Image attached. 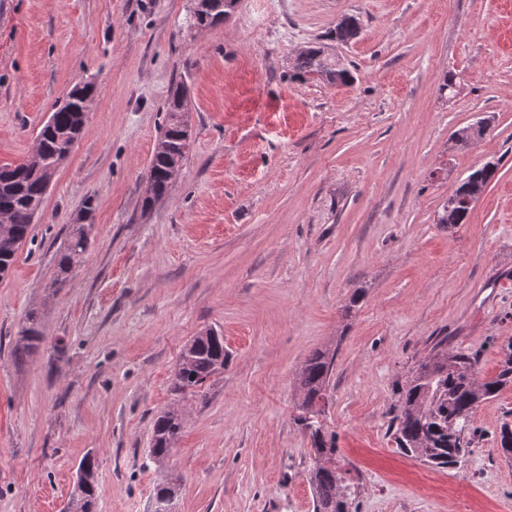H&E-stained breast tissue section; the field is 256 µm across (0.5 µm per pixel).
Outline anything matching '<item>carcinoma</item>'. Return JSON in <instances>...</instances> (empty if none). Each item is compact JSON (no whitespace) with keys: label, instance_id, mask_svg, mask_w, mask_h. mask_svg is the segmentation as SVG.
<instances>
[{"label":"carcinoma","instance_id":"carcinoma-1","mask_svg":"<svg viewBox=\"0 0 512 512\" xmlns=\"http://www.w3.org/2000/svg\"><path fill=\"white\" fill-rule=\"evenodd\" d=\"M237 0H201L190 16L194 27H212L231 14ZM360 23L347 16L336 24L331 37L340 43L354 39ZM294 71L298 77L319 76L329 82L344 84L351 74L319 46L310 47L296 55ZM95 85L85 82L74 86L55 104L51 123L39 131L37 155L28 156L14 166L0 167V209L7 211L11 223V239L0 240V277L8 274L16 260L19 245L27 238L30 225L39 214L45 198V173L58 170L69 157L73 143L84 128L82 113L87 99L94 94ZM188 100L183 86H178L166 102L167 121L160 131L149 162L147 177L153 182L157 197L165 196L171 188V167L185 161L189 141L186 140L184 112ZM498 163L487 162L472 171L468 182L457 187L454 197L443 202L437 213L438 224H465L472 206L466 200L465 188H484L495 178ZM88 242L83 225L76 224L64 250L57 259L59 275L79 263ZM36 317H29V326L22 330L14 356L21 360L43 341ZM185 370L174 375L172 390L176 393L195 392L216 371L224 367V337L198 336L192 342ZM334 356L324 350L314 351L306 360L300 374L301 401L295 421L309 433L314 449H334L327 445L323 424V400L330 382ZM479 355L440 348L423 360L402 386L391 428L398 449L421 459L424 463L446 468L458 462L470 447L469 423L475 410L496 398L512 386V342L507 345L500 368L495 376L481 375ZM183 421L174 409L162 411L153 422L149 454L155 463L168 457L172 444L181 433ZM313 488L314 512H352L354 489L347 484L344 473L334 467L315 465L310 473Z\"/></svg>","mask_w":512,"mask_h":512}]
</instances>
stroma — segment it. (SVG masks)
Here are the masks:
<instances>
[{
    "mask_svg": "<svg viewBox=\"0 0 512 512\" xmlns=\"http://www.w3.org/2000/svg\"><path fill=\"white\" fill-rule=\"evenodd\" d=\"M190 5L0 0V167L31 153L58 98L96 83L0 278V512H62L89 453L98 512H152L162 481L176 512H314L295 416L317 349L335 354L322 423L354 512H512V458L498 449L512 388L476 410L470 452L451 467L400 453L389 431L399 389L437 345L478 353L492 376L512 341V0H238L206 28ZM344 15L361 30L339 45ZM315 43L353 83L290 79ZM179 85L190 148L146 210ZM483 116L485 137L452 146ZM492 158L468 222L437 223ZM86 220L90 245L56 287V258ZM32 313L46 339L18 362ZM211 329L223 370L173 392L184 346ZM171 407L185 421L158 465L152 425Z\"/></svg>",
    "mask_w": 512,
    "mask_h": 512,
    "instance_id": "stroma-1",
    "label": "stroma"
}]
</instances>
